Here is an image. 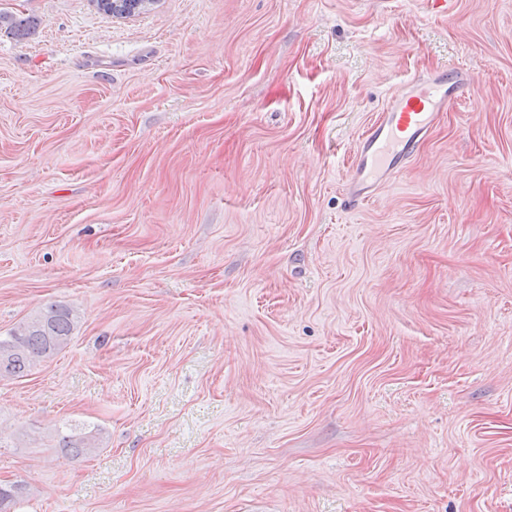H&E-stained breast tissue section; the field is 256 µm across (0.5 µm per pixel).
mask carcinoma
I'll return each mask as SVG.
<instances>
[{"label":"carcinoma","instance_id":"cac0c4a2","mask_svg":"<svg viewBox=\"0 0 512 512\" xmlns=\"http://www.w3.org/2000/svg\"><path fill=\"white\" fill-rule=\"evenodd\" d=\"M80 321L76 308L51 303L0 336V377H24L38 364L65 349ZM102 445L100 432L88 431L62 435L58 450L72 458H85ZM24 485L0 484V512H12L13 506L26 497Z\"/></svg>","mask_w":512,"mask_h":512}]
</instances>
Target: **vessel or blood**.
Masks as SVG:
<instances>
[{"instance_id": "1", "label": "vessel or blood", "mask_w": 512, "mask_h": 512, "mask_svg": "<svg viewBox=\"0 0 512 512\" xmlns=\"http://www.w3.org/2000/svg\"><path fill=\"white\" fill-rule=\"evenodd\" d=\"M471 73L450 68L428 80L410 78L361 134L344 183L345 205L356 209L417 154L442 112L474 96Z\"/></svg>"}]
</instances>
